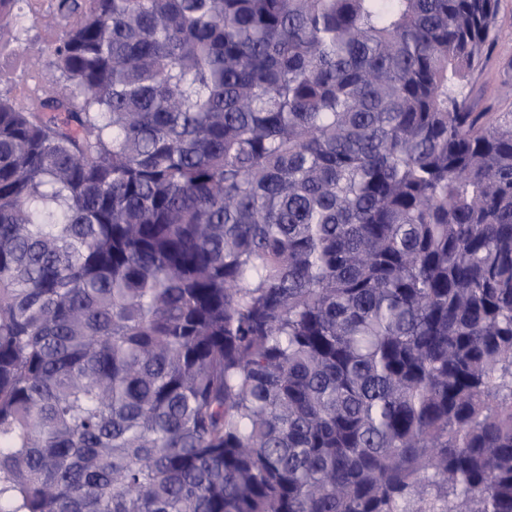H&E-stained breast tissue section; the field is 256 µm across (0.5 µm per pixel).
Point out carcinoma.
<instances>
[{
	"label": "carcinoma",
	"mask_w": 512,
	"mask_h": 512,
	"mask_svg": "<svg viewBox=\"0 0 512 512\" xmlns=\"http://www.w3.org/2000/svg\"><path fill=\"white\" fill-rule=\"evenodd\" d=\"M497 4L58 0L0 93V512H512ZM474 112H512V39L491 46L466 88ZM1 72H6L9 79L8 83L2 84V89L10 90V95L19 101L36 95L41 87L42 78L37 71L6 56L0 57V76Z\"/></svg>",
	"instance_id": "carcinoma-1"
}]
</instances>
